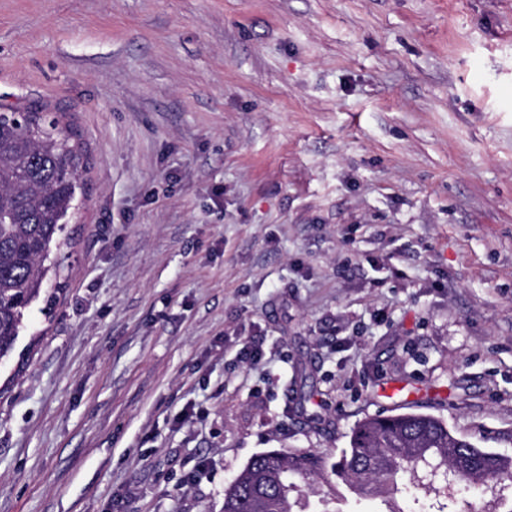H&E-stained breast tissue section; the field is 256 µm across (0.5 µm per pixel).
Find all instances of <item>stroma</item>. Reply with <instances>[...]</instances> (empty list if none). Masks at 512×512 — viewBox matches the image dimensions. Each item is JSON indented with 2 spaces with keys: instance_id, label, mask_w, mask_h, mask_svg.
Wrapping results in <instances>:
<instances>
[{
  "instance_id": "stroma-1",
  "label": "stroma",
  "mask_w": 512,
  "mask_h": 512,
  "mask_svg": "<svg viewBox=\"0 0 512 512\" xmlns=\"http://www.w3.org/2000/svg\"><path fill=\"white\" fill-rule=\"evenodd\" d=\"M36 103L89 168L0 359V512H224L409 411L512 456V0H0ZM324 467L313 451L285 454L269 450L254 455L224 489V512H298L297 481H307Z\"/></svg>"
}]
</instances>
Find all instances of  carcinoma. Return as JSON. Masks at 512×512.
Returning a JSON list of instances; mask_svg holds the SVG:
<instances>
[{
    "mask_svg": "<svg viewBox=\"0 0 512 512\" xmlns=\"http://www.w3.org/2000/svg\"><path fill=\"white\" fill-rule=\"evenodd\" d=\"M64 119L46 121L41 107L29 110L23 126L0 116V358L13 351L52 248L67 242L62 233L78 209L87 159ZM323 467L310 450L256 454L225 487L224 512H296L298 483ZM331 470L363 496L407 474L414 486L453 501L463 484L512 482V457L454 436L434 415L406 412L359 423Z\"/></svg>",
    "mask_w": 512,
    "mask_h": 512,
    "instance_id": "obj_1",
    "label": "carcinoma"
}]
</instances>
